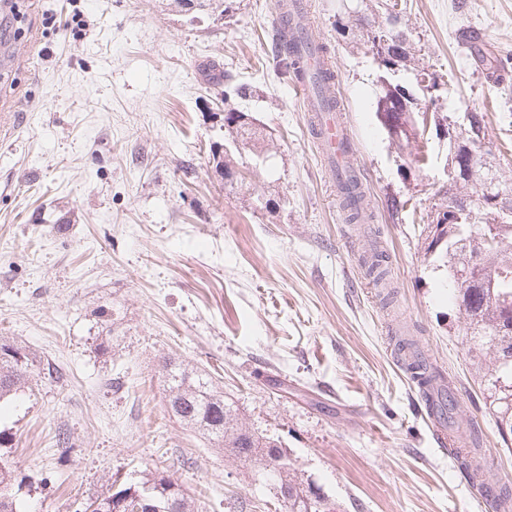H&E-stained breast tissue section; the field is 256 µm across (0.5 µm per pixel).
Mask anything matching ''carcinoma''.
<instances>
[{"label":"carcinoma","instance_id":"obj_1","mask_svg":"<svg viewBox=\"0 0 512 512\" xmlns=\"http://www.w3.org/2000/svg\"><path fill=\"white\" fill-rule=\"evenodd\" d=\"M397 21L398 16H389V38L392 43L404 46L403 54L408 56L411 44L407 35L395 28ZM470 39L468 48L484 67L486 77L496 84L503 82L504 63L485 58L482 40L476 34H471ZM276 48V65L286 76L291 73L292 52L286 41L279 42ZM393 95L394 92L384 89L377 96L376 114L381 125L393 118L415 129L410 120V101L394 100ZM342 193L341 204L347 220L351 224L362 223L364 194L360 180L348 181ZM487 236L493 240L490 248L486 247ZM440 240V254L448 266V279L459 312L469 325V342L490 354L491 368L480 365L477 371L482 373L498 429L506 428L512 434V317L504 316V311L512 310V224H495L489 220V211L476 209L463 235H456L454 226L449 224L441 230ZM485 247L488 248L485 262L473 266L468 285L460 284L454 267L464 268ZM365 264L374 284L391 287L390 270L384 264L381 250L373 249ZM399 346L408 360L407 370L416 382L430 386L447 382L438 369L415 360L420 351L411 339L402 338ZM40 375V363L27 347L14 341L0 342V403L32 390L33 382ZM162 378L171 415L229 456L258 464L256 476L273 482L283 512H326L316 503L306 505L312 486L298 476L281 442L246 428L239 421L238 408L224 399V389L208 373L168 359L162 366ZM135 485L151 498L156 512H172L168 509L171 502L177 504V512H200V506L182 486L162 472H150ZM25 486H32L28 477L0 459V512H20L19 493Z\"/></svg>","mask_w":512,"mask_h":512}]
</instances>
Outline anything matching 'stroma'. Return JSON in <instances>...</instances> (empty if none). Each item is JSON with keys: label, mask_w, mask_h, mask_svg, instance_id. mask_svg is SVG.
Masks as SVG:
<instances>
[{"label": "stroma", "mask_w": 512, "mask_h": 512, "mask_svg": "<svg viewBox=\"0 0 512 512\" xmlns=\"http://www.w3.org/2000/svg\"><path fill=\"white\" fill-rule=\"evenodd\" d=\"M335 63L374 231L346 223L303 105L271 59L278 0H10L0 9V338L57 369L0 405V446L34 484L23 512H83L114 479L162 471L203 512H280L252 465L224 457L167 411L164 360L211 373L247 428L279 439L336 512H481L434 440L394 352L409 326L452 382L453 422L475 427L484 464L512 489L504 445L420 215L447 187L434 128L396 146L375 114L380 70L340 0H307ZM412 62L390 80L441 115L487 111L512 188V86L462 47L481 32L512 57V0H407ZM435 83L417 86L413 62ZM248 84L225 97L213 66ZM247 113L257 154L225 138ZM223 143L234 174L214 160ZM380 237L398 291L385 308L362 257ZM108 343L100 351V343Z\"/></svg>", "instance_id": "obj_1"}]
</instances>
